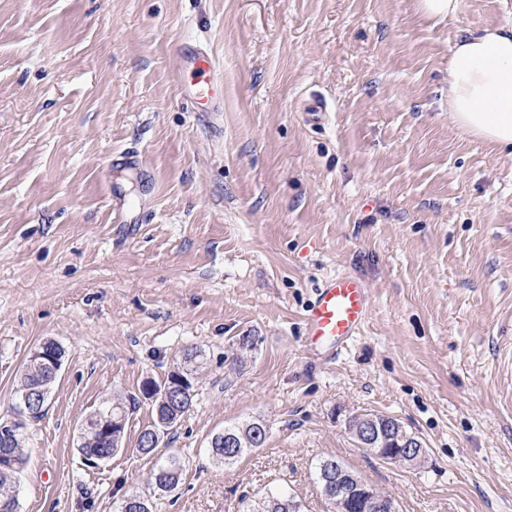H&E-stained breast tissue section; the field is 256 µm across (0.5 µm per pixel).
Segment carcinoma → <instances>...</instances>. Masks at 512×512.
I'll list each match as a JSON object with an SVG mask.
<instances>
[{
	"mask_svg": "<svg viewBox=\"0 0 512 512\" xmlns=\"http://www.w3.org/2000/svg\"><path fill=\"white\" fill-rule=\"evenodd\" d=\"M172 376L158 383L146 380L140 387V393L146 395L153 393L156 399L151 402L153 423L142 428L138 434L135 450L137 453L155 460L151 491L142 493L131 492L122 500L119 512H155L156 501L174 493L181 480L183 464L180 458L169 453L160 455L161 448L151 444L150 434L157 430L159 437H164L181 419L191 405L192 398H187L181 406H168L160 397L165 389L171 387ZM41 383L40 372L26 362L21 370L15 395L20 398L29 389ZM127 409L121 402L112 404V408L104 407L90 415L81 426L80 443L78 452L84 463L94 462L99 464L107 458H112L117 452L124 449V444L113 445L106 436L100 435L99 427L106 417L113 419ZM260 420L255 419L239 426H230L213 435L210 441V449L213 457L227 467L234 465L245 453L262 447L257 442L255 431ZM23 442H17L14 447L6 450L0 447V499L9 497L16 483L18 474L25 465V456L22 451ZM345 470L347 466L334 458H324L318 461L315 467V483L319 489H324L325 478L336 474L337 470ZM249 512H301L300 504L294 498L283 493H268L255 501Z\"/></svg>",
	"mask_w": 512,
	"mask_h": 512,
	"instance_id": "cac0c4a2",
	"label": "carcinoma"
}]
</instances>
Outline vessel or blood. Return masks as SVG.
<instances>
[{
	"label": "vessel or blood",
	"mask_w": 512,
	"mask_h": 512,
	"mask_svg": "<svg viewBox=\"0 0 512 512\" xmlns=\"http://www.w3.org/2000/svg\"><path fill=\"white\" fill-rule=\"evenodd\" d=\"M188 73L185 96L197 103H216L223 95L210 53L196 48L177 50ZM371 310L369 289L363 279L349 274L328 277L317 288L304 315L307 351L333 357L355 338Z\"/></svg>",
	"instance_id": "1"
}]
</instances>
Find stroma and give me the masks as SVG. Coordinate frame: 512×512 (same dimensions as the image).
<instances>
[{"mask_svg": "<svg viewBox=\"0 0 512 512\" xmlns=\"http://www.w3.org/2000/svg\"><path fill=\"white\" fill-rule=\"evenodd\" d=\"M512 0H0V416L52 340L66 351L30 423L20 512H118L150 489L133 447L144 380L194 347L183 462L159 512H244L283 488L330 512L314 482L336 458L399 512H512V157L448 119V54ZM198 44L224 83L191 112L175 50ZM137 149L141 169L116 167ZM368 284L371 314L331 359L304 348L325 277ZM254 339L252 347L241 337ZM135 401L125 451L86 466L85 418ZM396 418L422 463L351 435ZM265 445L224 467V427ZM419 10L426 16L447 19L456 18L460 0H417Z\"/></svg>", "mask_w": 512, "mask_h": 512, "instance_id": "obj_1", "label": "stroma"}]
</instances>
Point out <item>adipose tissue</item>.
<instances>
[{"instance_id":"1","label":"adipose tissue","mask_w":512,"mask_h":512,"mask_svg":"<svg viewBox=\"0 0 512 512\" xmlns=\"http://www.w3.org/2000/svg\"><path fill=\"white\" fill-rule=\"evenodd\" d=\"M448 117L512 157V23L463 31L448 55Z\"/></svg>"}]
</instances>
